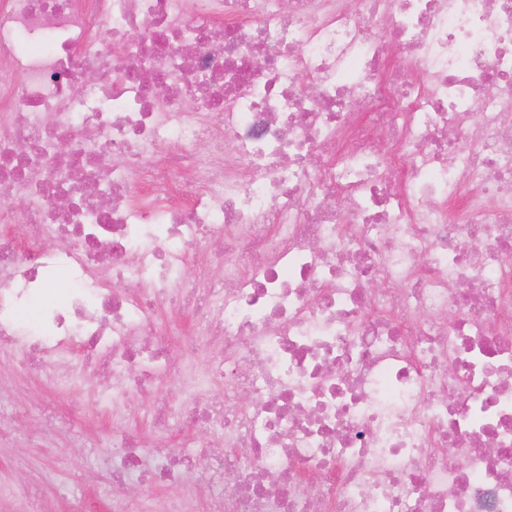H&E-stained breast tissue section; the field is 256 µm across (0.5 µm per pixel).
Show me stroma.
<instances>
[{
    "label": "stroma",
    "mask_w": 512,
    "mask_h": 512,
    "mask_svg": "<svg viewBox=\"0 0 512 512\" xmlns=\"http://www.w3.org/2000/svg\"><path fill=\"white\" fill-rule=\"evenodd\" d=\"M104 386V380L85 368L69 392L55 396L46 382L19 376L0 363L1 401L28 405L48 397L61 411L71 405L85 409L81 424L71 433L32 418L21 419L0 441V483L17 482L36 489L42 512H63L66 500L80 494L106 505L112 488L98 475V462L84 443L91 437L111 439L117 422L134 417L141 400L132 394L115 412H96L95 403Z\"/></svg>",
    "instance_id": "1"
}]
</instances>
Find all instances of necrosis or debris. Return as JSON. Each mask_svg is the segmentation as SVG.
I'll return each mask as SVG.
<instances>
[{
  "label": "necrosis or debris",
  "mask_w": 512,
  "mask_h": 512,
  "mask_svg": "<svg viewBox=\"0 0 512 512\" xmlns=\"http://www.w3.org/2000/svg\"><path fill=\"white\" fill-rule=\"evenodd\" d=\"M0 69V351L142 396L107 512H512V0H0Z\"/></svg>",
  "instance_id": "necrosis-or-debris-1"
}]
</instances>
